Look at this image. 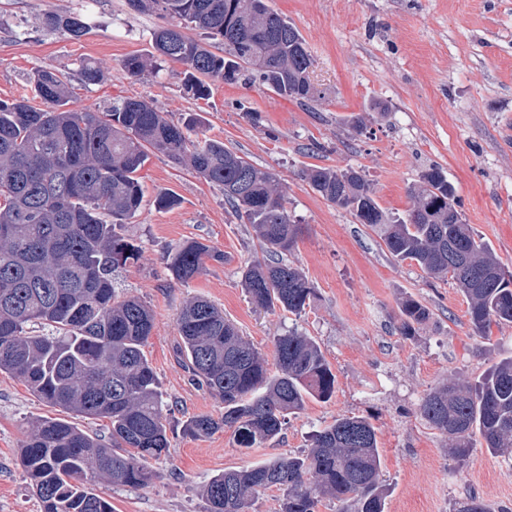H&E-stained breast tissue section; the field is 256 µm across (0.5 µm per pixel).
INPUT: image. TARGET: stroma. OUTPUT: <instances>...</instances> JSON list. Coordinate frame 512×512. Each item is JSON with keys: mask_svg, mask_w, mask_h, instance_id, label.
<instances>
[{"mask_svg": "<svg viewBox=\"0 0 512 512\" xmlns=\"http://www.w3.org/2000/svg\"><path fill=\"white\" fill-rule=\"evenodd\" d=\"M306 41L320 94L305 106L259 86L212 83L207 97L184 88V68L158 62L138 77L122 72L131 55L152 56L155 13L126 0H0V99L30 95L39 69L69 72L78 105L101 111L114 99L141 98L170 119L197 115L192 139L224 142L280 180L288 213L301 233L290 259L315 296L300 315L261 309L241 285L246 263L262 251L250 225L224 202L223 191L190 168L149 152L141 170L139 211L125 224L140 255L119 269L115 285L147 302L155 325L144 352L155 368L168 416L170 448L152 466L146 488L96 485L113 512H207L200 488L211 477L295 455L309 437L340 415L375 427L385 512H457L469 497L489 512H512V460L472 448L462 462L418 412L423 396L444 378L478 376L512 353V325L491 340L472 332L465 298L451 279H434L410 262H395L378 234L310 186L312 166L360 171L390 216H405L410 188L424 169L442 167L455 187L464 223L512 271V0H272ZM46 11L87 14L91 32L78 40L44 29ZM101 67L104 80L83 86L81 62ZM366 118L355 132L351 116ZM178 204L159 209L158 195ZM199 240L223 252L188 282L167 267L170 247ZM202 296L223 310L243 336L272 355L276 336L295 329L320 345L336 376L325 402L289 416L280 436L243 449L232 429L206 437L183 432L194 415L221 416L224 406L197 388L176 355L177 313ZM414 297L432 317L412 336L400 331L398 306ZM19 379L0 374V512H41L19 465L28 423L55 416Z\"/></svg>", "mask_w": 512, "mask_h": 512, "instance_id": "obj_1", "label": "stroma"}]
</instances>
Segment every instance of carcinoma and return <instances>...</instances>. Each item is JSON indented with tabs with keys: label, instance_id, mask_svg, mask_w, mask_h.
Returning a JSON list of instances; mask_svg holds the SVG:
<instances>
[{
	"label": "carcinoma",
	"instance_id": "cac0c4a2",
	"mask_svg": "<svg viewBox=\"0 0 512 512\" xmlns=\"http://www.w3.org/2000/svg\"><path fill=\"white\" fill-rule=\"evenodd\" d=\"M137 11L174 20L152 34L159 57L182 64L186 90L209 95L210 83L238 82L244 72L277 94L301 103L319 100L309 77L312 58L299 31L270 0H128ZM43 25L78 40L89 24L75 14L47 12ZM198 30L196 39L187 34ZM224 44V54L211 50ZM151 67L132 55L121 69L132 77ZM85 86L102 71L81 63ZM34 97L0 100V373L20 378L44 404L84 419L110 421V442L65 418L30 423L19 453L42 512H112L88 487L107 481L131 488L157 478L151 461L170 446L168 408L145 346L154 327L152 309L135 296H121L114 273L139 255L121 232L141 207L140 171L153 149L189 167L224 192V201L251 225L263 260L248 264L242 285L263 309L299 314L313 289L288 259L299 228L285 206L276 176L257 168L216 140L194 142L180 124L153 104L120 98L99 112L72 106L69 76L39 70ZM312 188L327 202L350 211L380 232L397 262L410 261L428 276L455 282L479 338L492 326L512 324V272L492 245L462 222L455 188L438 165L429 166L410 190L412 205L393 220L379 206L358 171L313 166ZM224 253L197 240L168 251L173 277L187 282L206 261ZM401 332L415 333L431 316L413 297L399 304ZM177 355L190 380L224 404V414L189 417L184 433L234 430L244 448L277 437L288 416L307 401L329 400L336 376L319 344L296 331L274 339L276 368L210 301L195 297L177 316ZM419 414L448 439V454L465 460L480 436L485 447L512 455V357L494 363L474 380L450 378L422 399ZM374 426L359 416H338L298 455L229 470L202 486L208 512H250L254 499L275 487L282 512H316L323 500L341 512H385L389 488L381 475Z\"/></svg>",
	"mask_w": 512,
	"mask_h": 512
}]
</instances>
